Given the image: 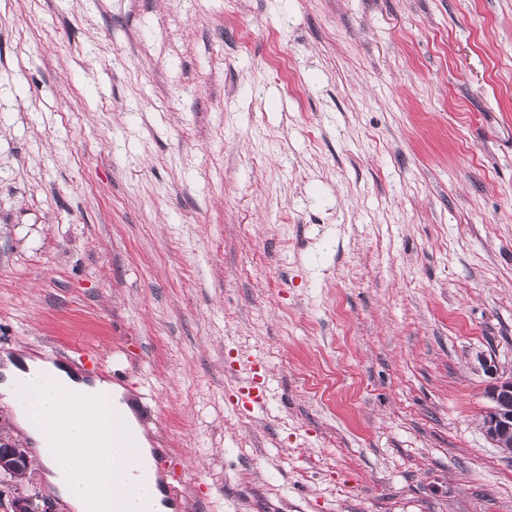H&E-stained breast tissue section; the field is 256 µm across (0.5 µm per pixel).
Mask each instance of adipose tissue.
Returning a JSON list of instances; mask_svg holds the SVG:
<instances>
[{
	"mask_svg": "<svg viewBox=\"0 0 512 512\" xmlns=\"http://www.w3.org/2000/svg\"><path fill=\"white\" fill-rule=\"evenodd\" d=\"M121 386L87 377L68 366L39 356L0 364V405L8 406L13 423L37 449V461L47 481L72 512H112V410L123 407ZM99 406L102 418L95 431L83 423L86 405ZM68 412L67 428H59L58 415ZM95 451H88V442Z\"/></svg>",
	"mask_w": 512,
	"mask_h": 512,
	"instance_id": "ef3b65f1",
	"label": "adipose tissue"
}]
</instances>
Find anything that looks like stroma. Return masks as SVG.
<instances>
[{"mask_svg":"<svg viewBox=\"0 0 512 512\" xmlns=\"http://www.w3.org/2000/svg\"><path fill=\"white\" fill-rule=\"evenodd\" d=\"M1 350L183 512H512V0H0ZM495 380L486 392L492 405L484 415L482 428L495 448L512 456V373Z\"/></svg>","mask_w":512,"mask_h":512,"instance_id":"obj_1","label":"stroma"}]
</instances>
